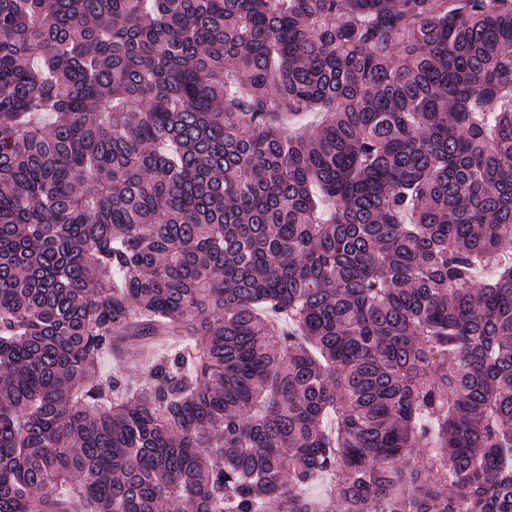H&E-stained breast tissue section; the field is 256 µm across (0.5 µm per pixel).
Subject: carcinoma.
Listing matches in <instances>:
<instances>
[{
    "label": "carcinoma",
    "instance_id": "1",
    "mask_svg": "<svg viewBox=\"0 0 512 512\" xmlns=\"http://www.w3.org/2000/svg\"><path fill=\"white\" fill-rule=\"evenodd\" d=\"M511 243L512 0H0V512H512ZM140 346L132 345L128 347L125 351V355L122 358L123 361L119 362L118 360H114L111 357H105L99 367V375L103 377H107L112 375V371H115L116 368L121 366L125 368L126 373L134 375L137 374L141 365L145 364V361L141 360L142 356L140 355Z\"/></svg>",
    "mask_w": 512,
    "mask_h": 512
}]
</instances>
